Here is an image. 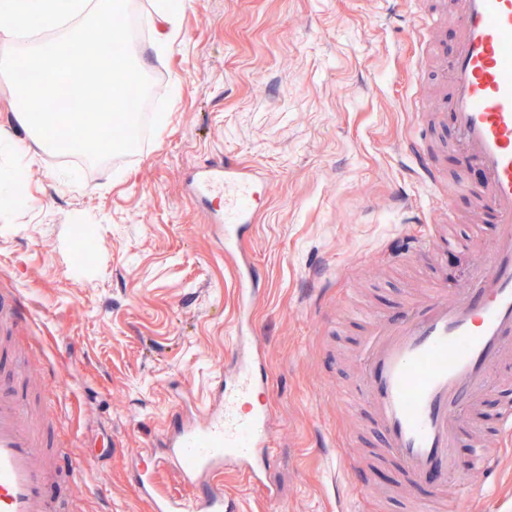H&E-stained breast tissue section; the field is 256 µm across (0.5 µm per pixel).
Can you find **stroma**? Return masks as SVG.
I'll return each mask as SVG.
<instances>
[{"mask_svg": "<svg viewBox=\"0 0 512 512\" xmlns=\"http://www.w3.org/2000/svg\"><path fill=\"white\" fill-rule=\"evenodd\" d=\"M439 0H184L173 50L154 62L155 110L133 151L90 175L28 158L24 197L0 208V291L27 317L10 335L28 348L40 412L83 482L74 512H151L131 479L172 409L207 403L237 321L234 264L205 207L187 195L196 167L221 158L254 170L255 223L241 232L261 291L275 501L224 470L226 512H412L393 472L348 470L363 452V415L338 398L355 379L361 312L392 314L433 282L449 288L485 260L491 224H447L443 187L428 188L400 154L418 117L411 64L429 61L413 21ZM0 71V139L14 134L8 97L25 70L21 42ZM428 142L445 177L473 185L452 127ZM474 247L445 258L392 260L388 242L428 225ZM98 230L93 265L74 262V228Z\"/></svg>", "mask_w": 512, "mask_h": 512, "instance_id": "1", "label": "stroma"}]
</instances>
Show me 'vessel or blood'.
<instances>
[{"label":"vessel or blood","mask_w":512,"mask_h":512,"mask_svg":"<svg viewBox=\"0 0 512 512\" xmlns=\"http://www.w3.org/2000/svg\"><path fill=\"white\" fill-rule=\"evenodd\" d=\"M457 40L452 56L436 55L434 65L450 92L434 103L455 130L465 164L482 173L473 188L479 218L498 232L486 263L449 296L436 288L405 301L401 316L375 313L356 360L358 377L349 400L362 405L375 438L377 464L396 469L401 484L415 487L421 512H429L440 487L454 483L457 503L484 494L499 458L482 449L460 457L463 439L493 428L512 440V403L493 420L483 416V398L496 376L512 372V0H457ZM405 147L430 185L441 180L423 132ZM195 192L221 200L213 215L222 224L224 254L238 272L237 331L224 359L212 402L188 413L176 409L155 438L158 453L135 483L153 512H224V488L217 477L233 468L275 500L266 479L273 434L268 409L259 396L268 388L264 354L252 305L256 299L253 264L240 250V230L256 217V181L221 160L203 167L192 180ZM438 231L406 236L393 248L431 259L444 249ZM32 381L19 369L0 371V512H73L61 489L82 480L77 467L61 463L52 431H37L25 411ZM179 471L189 496L170 493L159 481L163 468ZM480 475V483L462 472Z\"/></svg>","instance_id":"b4317fda"}]
</instances>
